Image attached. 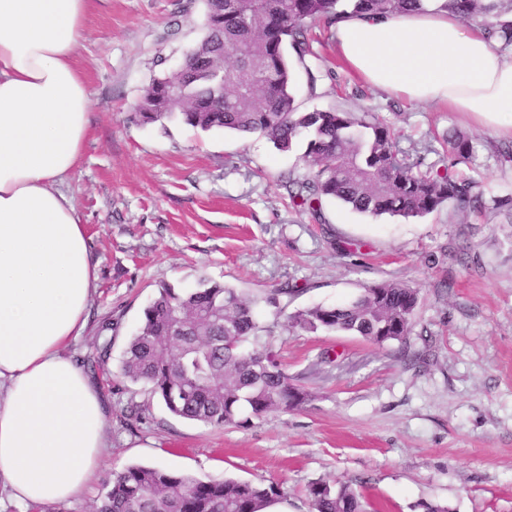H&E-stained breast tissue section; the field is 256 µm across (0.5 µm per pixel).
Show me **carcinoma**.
Here are the masks:
<instances>
[{"label": "carcinoma", "mask_w": 512, "mask_h": 512, "mask_svg": "<svg viewBox=\"0 0 512 512\" xmlns=\"http://www.w3.org/2000/svg\"><path fill=\"white\" fill-rule=\"evenodd\" d=\"M427 0H203L204 35L186 51V67L152 79L134 118L142 123L181 119L210 131L256 134L283 153L306 134L305 174L288 178L291 199L309 205L319 224L323 199L370 216L423 217L448 204L486 205L477 179L457 167L473 158L469 137L441 142L447 162L425 163L397 145L390 126L373 112L299 109L289 53L304 64L313 54L306 24L334 26L349 12L402 15ZM465 22L482 20L491 39L512 46V0H443ZM273 322L259 325L257 298L217 282L190 290L161 287L144 308L140 325L119 362V375L148 387L173 416L221 428L304 403L307 394L281 368L262 337L287 331L346 333L382 347L399 344L409 356L420 295L416 288L381 281L336 306L316 305L290 314L277 295ZM280 496L269 484L202 480L156 466L130 465L112 474L93 512H263ZM311 512H367V502L346 483L316 481L308 487Z\"/></svg>", "instance_id": "carcinoma-1"}]
</instances>
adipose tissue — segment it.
Wrapping results in <instances>:
<instances>
[{
	"label": "adipose tissue",
	"mask_w": 512,
	"mask_h": 512,
	"mask_svg": "<svg viewBox=\"0 0 512 512\" xmlns=\"http://www.w3.org/2000/svg\"><path fill=\"white\" fill-rule=\"evenodd\" d=\"M441 2L397 17L348 14L336 48L369 85L512 138V48ZM91 6L0 0V486L24 506L84 494L110 446L105 400L66 353L98 288L63 190L90 129L76 55Z\"/></svg>",
	"instance_id": "ef3b65f1"
}]
</instances>
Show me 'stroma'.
Returning a JSON list of instances; mask_svg holds the SVG:
<instances>
[{"label":"stroma","mask_w":512,"mask_h":512,"mask_svg":"<svg viewBox=\"0 0 512 512\" xmlns=\"http://www.w3.org/2000/svg\"><path fill=\"white\" fill-rule=\"evenodd\" d=\"M201 0H94L77 63L90 132L64 190L97 264L98 291L68 354L109 404L111 446L82 497L55 512H92L112 472L156 465L199 479L273 484L288 512H309L307 487L348 482L368 512H512V226L491 211L446 205L419 219L371 218L322 203L324 223L282 183L303 175L299 151L258 136L133 120L164 65L202 35ZM318 81L293 63L301 110L371 109L401 146L454 132L476 148L473 176L512 195V163L496 134L467 115L367 85L322 23L308 29ZM208 278L254 295L288 289L289 310L333 306L394 280L420 291L407 343L377 347L338 333L275 336L301 406L215 428L171 415L117 374L144 308L165 284Z\"/></svg>","instance_id":"stroma-1"}]
</instances>
